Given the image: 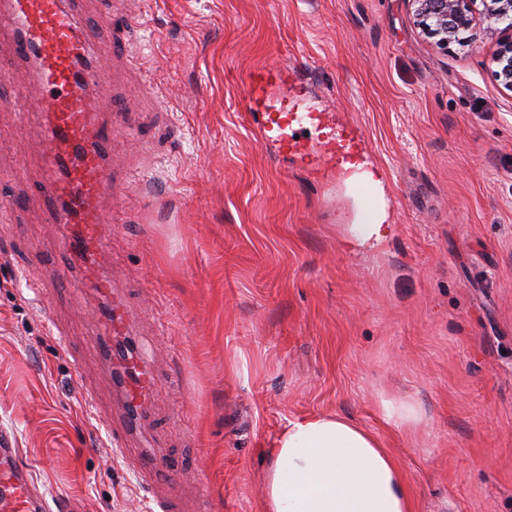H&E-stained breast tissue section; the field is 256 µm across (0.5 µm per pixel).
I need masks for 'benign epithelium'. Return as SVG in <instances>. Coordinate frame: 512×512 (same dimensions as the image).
Masks as SVG:
<instances>
[{
  "label": "benign epithelium",
  "mask_w": 512,
  "mask_h": 512,
  "mask_svg": "<svg viewBox=\"0 0 512 512\" xmlns=\"http://www.w3.org/2000/svg\"><path fill=\"white\" fill-rule=\"evenodd\" d=\"M424 35L441 50L463 42L476 19L492 32H499L493 51L495 77L512 92V0H408ZM504 28H498V25Z\"/></svg>",
  "instance_id": "7a95c632"
}]
</instances>
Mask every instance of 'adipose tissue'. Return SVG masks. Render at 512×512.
Instances as JSON below:
<instances>
[{"label":"adipose tissue","mask_w":512,"mask_h":512,"mask_svg":"<svg viewBox=\"0 0 512 512\" xmlns=\"http://www.w3.org/2000/svg\"><path fill=\"white\" fill-rule=\"evenodd\" d=\"M367 183L373 206L368 223L351 225L349 241L373 248L389 235L386 187L371 171L347 178ZM377 407L391 428L413 432L424 415L409 399L379 394ZM263 512H414L401 468L380 435L335 414L288 421L269 443Z\"/></svg>","instance_id":"1"}]
</instances>
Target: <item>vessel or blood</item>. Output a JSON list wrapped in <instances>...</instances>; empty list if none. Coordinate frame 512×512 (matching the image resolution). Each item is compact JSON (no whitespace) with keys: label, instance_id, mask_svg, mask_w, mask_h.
I'll return each instance as SVG.
<instances>
[{"label":"vessel or blood","instance_id":"vessel-or-blood-1","mask_svg":"<svg viewBox=\"0 0 512 512\" xmlns=\"http://www.w3.org/2000/svg\"><path fill=\"white\" fill-rule=\"evenodd\" d=\"M0 26L9 29L16 55L31 69L34 90L46 101L42 126L46 179L32 191L31 203L47 208L52 221L64 227V262L46 267L44 279L55 282L77 271L94 287L101 307L94 341L111 355L131 319L112 287L107 261L112 239L104 234V201L113 191L112 128L99 118L94 94L106 69L86 39L71 0H0ZM296 105L264 115V135L286 152H300L288 126L298 120ZM127 403L144 406L152 396L153 374L135 353L122 367ZM0 512H47L44 498L28 470L18 462L17 449L0 443Z\"/></svg>","mask_w":512,"mask_h":512}]
</instances>
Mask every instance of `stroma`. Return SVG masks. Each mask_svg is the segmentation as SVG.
<instances>
[{"label":"stroma","mask_w":512,"mask_h":512,"mask_svg":"<svg viewBox=\"0 0 512 512\" xmlns=\"http://www.w3.org/2000/svg\"><path fill=\"white\" fill-rule=\"evenodd\" d=\"M100 2L80 19L126 98L112 277L156 373L134 421L90 341L93 290L27 288L61 240L46 209L13 206L43 176L45 107L0 27V436L49 512H152L166 495L179 512H261L265 448L318 412L383 436L415 512H512V92L483 28L444 51L408 0H113L117 43ZM263 66L280 70L264 109L296 84L301 112L384 172L382 246L347 240L366 186L340 168L316 181L324 151L264 138L246 86ZM380 391L422 407L418 433L382 421ZM150 449L166 467L148 486Z\"/></svg>","instance_id":"35a3bbf8"}]
</instances>
